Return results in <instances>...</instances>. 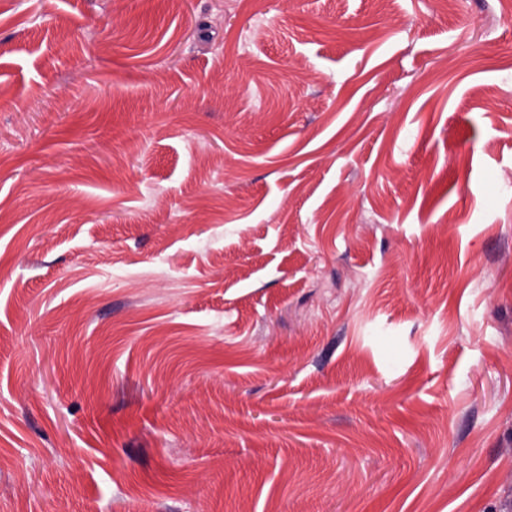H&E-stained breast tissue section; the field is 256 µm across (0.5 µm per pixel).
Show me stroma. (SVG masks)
<instances>
[{"mask_svg":"<svg viewBox=\"0 0 512 512\" xmlns=\"http://www.w3.org/2000/svg\"><path fill=\"white\" fill-rule=\"evenodd\" d=\"M0 512H512V0H0Z\"/></svg>","mask_w":512,"mask_h":512,"instance_id":"stroma-1","label":"stroma"}]
</instances>
